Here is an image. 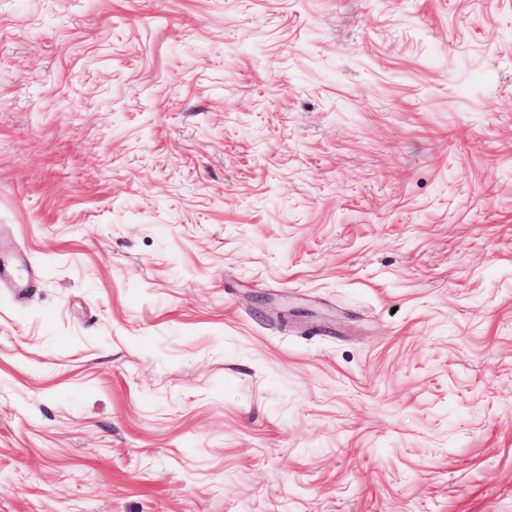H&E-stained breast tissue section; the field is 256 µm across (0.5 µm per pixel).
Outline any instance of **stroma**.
Masks as SVG:
<instances>
[{"instance_id":"35a3bbf8","label":"stroma","mask_w":512,"mask_h":512,"mask_svg":"<svg viewBox=\"0 0 512 512\" xmlns=\"http://www.w3.org/2000/svg\"><path fill=\"white\" fill-rule=\"evenodd\" d=\"M0 512H512V0H0Z\"/></svg>"}]
</instances>
